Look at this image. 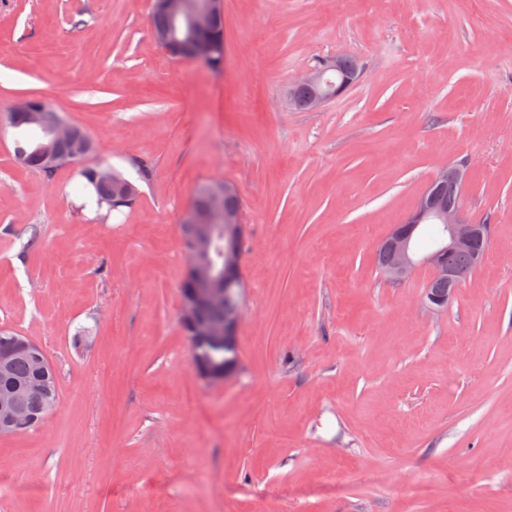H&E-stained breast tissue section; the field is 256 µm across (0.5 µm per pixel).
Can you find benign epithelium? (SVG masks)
<instances>
[{
    "mask_svg": "<svg viewBox=\"0 0 512 512\" xmlns=\"http://www.w3.org/2000/svg\"><path fill=\"white\" fill-rule=\"evenodd\" d=\"M153 10L165 14L170 24L168 28L155 32V39L165 49L175 48L179 60H199L215 72L224 66V58L218 55V49L210 40V35L221 23L224 16V0H154ZM358 78V72L347 74L333 91L322 88L323 72L314 69L295 81L297 85H311L317 88L311 107L317 108L326 101L339 96L351 87ZM43 106L33 98H21L15 102L12 112H25L29 121H39V112ZM73 125L59 121L52 134L42 139L41 152L46 162L45 171H53L58 157L55 146L60 135L70 134ZM229 186L222 180H211L202 186L201 193L210 200V206L202 208L194 203L183 212L180 223L190 225L191 248L185 252V270L194 271L196 284L193 288L181 289L180 323L188 340L193 369L196 376L206 384L226 381L238 368L239 358L224 361L215 366L207 356L198 352L205 343H227L237 347L238 330L242 320V306L238 305L224 316L215 313L223 311L228 302V289L225 283L228 277L241 272L244 225L232 223V218L224 216L222 203L224 193ZM430 197L422 193L414 211L404 220L405 231L401 225H394V231L388 235L387 249L390 261L385 275L391 281H402L411 276L422 264L430 267L432 277H448V294H442L430 288L426 289L429 301L443 305L453 299L460 286L461 279L451 264L443 263V258L468 251L476 240L488 241L490 225L472 224L464 216L463 207L456 206L447 210H434L429 204ZM438 224L443 234L437 250L421 260L415 259L411 238L413 230L421 222ZM223 224L224 235V271L215 275L200 269L202 249L209 239L205 227L209 224ZM17 414L15 397L10 393L0 395V436H12L19 432L14 427Z\"/></svg>",
    "mask_w": 512,
    "mask_h": 512,
    "instance_id": "7a95c632",
    "label": "benign epithelium"
}]
</instances>
